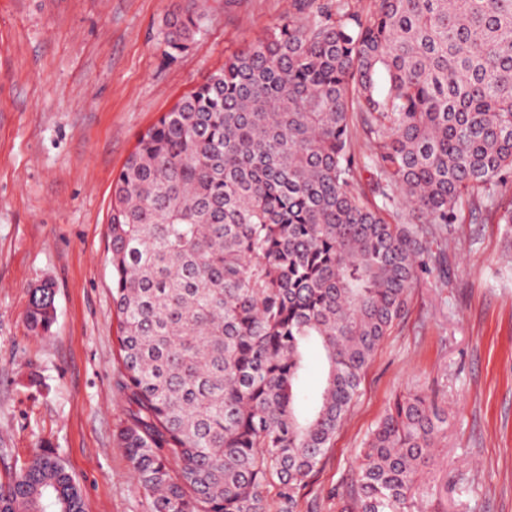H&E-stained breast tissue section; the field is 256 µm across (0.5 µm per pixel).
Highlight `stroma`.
Wrapping results in <instances>:
<instances>
[{
    "label": "stroma",
    "mask_w": 512,
    "mask_h": 512,
    "mask_svg": "<svg viewBox=\"0 0 512 512\" xmlns=\"http://www.w3.org/2000/svg\"><path fill=\"white\" fill-rule=\"evenodd\" d=\"M289 0H0V479L32 449L58 454L85 512H150L113 431L116 326L106 262L112 183L139 137L278 23ZM202 6L198 41L172 65L165 17ZM365 370L360 396L301 492L300 512H336L367 435L396 393L448 413L434 512H512V244L500 224H455ZM55 319L27 324L32 288ZM54 300L55 290L52 284L32 288L27 318L33 331L49 332L54 321Z\"/></svg>",
    "instance_id": "1"
}]
</instances>
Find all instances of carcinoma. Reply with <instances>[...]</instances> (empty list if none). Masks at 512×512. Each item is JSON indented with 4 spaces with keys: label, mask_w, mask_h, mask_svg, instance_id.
Returning <instances> with one entry per match:
<instances>
[{
    "label": "carcinoma",
    "mask_w": 512,
    "mask_h": 512,
    "mask_svg": "<svg viewBox=\"0 0 512 512\" xmlns=\"http://www.w3.org/2000/svg\"><path fill=\"white\" fill-rule=\"evenodd\" d=\"M293 6L113 181L114 441L150 512H299L418 271L445 263L429 239L466 222L512 234V0ZM203 25L170 13L163 61ZM54 300L32 289V330L49 332ZM447 421L425 394L397 396L336 512H428ZM49 492L85 512L62 459L36 449L0 482V512H46Z\"/></svg>",
    "instance_id": "obj_1"
}]
</instances>
